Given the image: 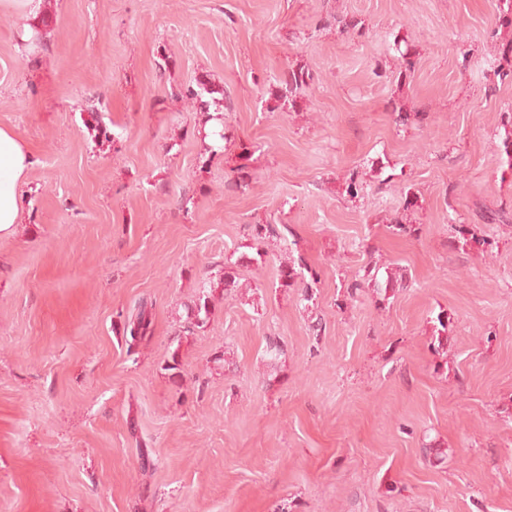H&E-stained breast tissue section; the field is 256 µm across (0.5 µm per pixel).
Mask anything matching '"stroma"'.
I'll return each mask as SVG.
<instances>
[{"instance_id":"1","label":"stroma","mask_w":512,"mask_h":512,"mask_svg":"<svg viewBox=\"0 0 512 512\" xmlns=\"http://www.w3.org/2000/svg\"><path fill=\"white\" fill-rule=\"evenodd\" d=\"M497 6L0 0V128L34 158L22 222L0 236V512H512ZM401 42L416 53L403 79ZM291 63L317 80L269 111ZM199 79L205 113L178 97ZM401 104L425 120L396 125ZM400 214L419 236L393 233ZM255 224L290 231L258 245ZM228 259L246 293L217 290ZM288 261L319 273L311 301L280 287ZM376 263L406 286L382 308L348 299ZM209 287V322L186 333Z\"/></svg>"}]
</instances>
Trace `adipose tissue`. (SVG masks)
Wrapping results in <instances>:
<instances>
[{
  "instance_id": "1",
  "label": "adipose tissue",
  "mask_w": 512,
  "mask_h": 512,
  "mask_svg": "<svg viewBox=\"0 0 512 512\" xmlns=\"http://www.w3.org/2000/svg\"><path fill=\"white\" fill-rule=\"evenodd\" d=\"M33 157L10 130L0 128V236L18 224L22 201L17 183L28 173Z\"/></svg>"
}]
</instances>
